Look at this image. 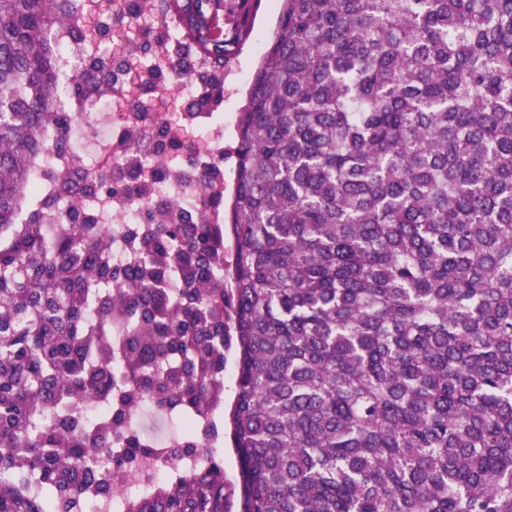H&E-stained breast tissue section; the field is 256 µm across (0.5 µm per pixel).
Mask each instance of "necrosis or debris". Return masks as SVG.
<instances>
[{
  "instance_id": "necrosis-or-debris-1",
  "label": "necrosis or debris",
  "mask_w": 512,
  "mask_h": 512,
  "mask_svg": "<svg viewBox=\"0 0 512 512\" xmlns=\"http://www.w3.org/2000/svg\"><path fill=\"white\" fill-rule=\"evenodd\" d=\"M70 31L55 28L50 40L60 49L55 97L58 112L67 121L71 149L64 155L40 157L34 170L43 198L52 200L47 221L51 224H103L112 229V261L125 265L135 262L139 242L150 231L142 218V203L157 207L165 224L184 223L187 215L204 216L207 223L223 224L224 208L210 202L198 188L197 172L209 169L224 155V115L221 103L208 79L209 66L192 57L182 39L179 23L159 15L151 56L131 52L129 59L141 80L150 86L168 85L169 94L184 101L178 112H136L130 105V92L121 78H113L108 92L84 97L72 96L69 84L79 60L67 49ZM192 57L194 73L180 78L181 62ZM205 128L206 134L195 146L194 163L176 157L171 147L175 132ZM89 177L109 174L120 190L114 195L84 196L79 209L60 200L58 177L72 168ZM168 443L158 442L153 453L117 478L119 489L112 497L88 496L90 512H127L130 497L149 493L164 479L186 476L200 468L205 455L170 459Z\"/></svg>"
}]
</instances>
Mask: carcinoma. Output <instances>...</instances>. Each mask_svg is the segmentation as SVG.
I'll return each instance as SVG.
<instances>
[{
  "label": "carcinoma",
  "mask_w": 512,
  "mask_h": 512,
  "mask_svg": "<svg viewBox=\"0 0 512 512\" xmlns=\"http://www.w3.org/2000/svg\"><path fill=\"white\" fill-rule=\"evenodd\" d=\"M159 2L219 80L251 11L218 33L221 0ZM280 2L239 113L222 280L193 216L153 224L122 269L109 229L45 224L47 203L19 223L33 161L69 150L49 32L79 57L83 24L79 0H0V512H84L152 452L112 416L120 383L228 415L239 512H512V0ZM113 70L93 59L70 94ZM219 438L184 436L170 457L209 462L128 512H232Z\"/></svg>",
  "instance_id": "obj_1"
}]
</instances>
